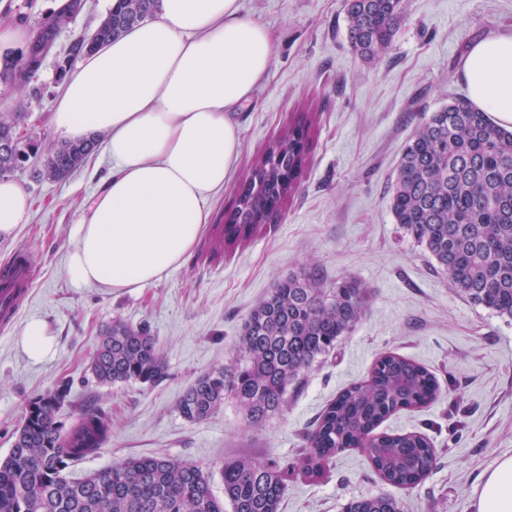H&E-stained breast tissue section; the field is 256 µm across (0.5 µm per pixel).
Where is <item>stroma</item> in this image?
Returning <instances> with one entry per match:
<instances>
[{
    "label": "stroma",
    "mask_w": 512,
    "mask_h": 512,
    "mask_svg": "<svg viewBox=\"0 0 512 512\" xmlns=\"http://www.w3.org/2000/svg\"><path fill=\"white\" fill-rule=\"evenodd\" d=\"M240 4L244 15L270 31L272 58L235 115L243 136L239 161L180 266L130 292L70 287L64 270L72 228L110 159L97 150L62 181L34 177L28 168L14 173L32 212L12 236L0 239V267L23 249L34 256L37 271L17 319L0 328V457L11 448L28 402L65 384L70 393L60 411L63 423H74L86 407L112 418L110 442L75 463L73 478L129 457L165 456L201 466L220 496L225 461L250 459L289 468L280 512H343L348 501L379 494L394 497L399 512H475L487 474L512 457V320L451 288L425 248L395 224L389 196L403 149L425 118L467 97L461 68L471 46L512 29V0H406L390 48L373 64L348 41L343 0ZM110 7V0H85L60 32L36 77L43 97L0 85V101L26 114L18 128L22 136L57 143L51 124L56 62L71 39L92 33ZM301 118L310 125V141L296 190L271 223L225 250L216 227L254 159ZM303 266L318 267L327 285L348 278L369 288L361 321L316 359L299 389L264 424L249 425L230 396L204 421L183 419L177 402L184 390L198 377L230 367L251 310ZM33 318L54 339L51 354L38 363L20 345ZM115 321L149 327L166 364L161 381H95L91 356L103 329ZM389 352L425 365L441 388L434 403L399 411L380 426L429 440L436 456L428 478L412 489L393 486L358 450L337 452L320 477L298 471L325 406L366 379L375 360Z\"/></svg>",
    "instance_id": "stroma-1"
}]
</instances>
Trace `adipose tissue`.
<instances>
[{"instance_id": "obj_1", "label": "adipose tissue", "mask_w": 512, "mask_h": 512, "mask_svg": "<svg viewBox=\"0 0 512 512\" xmlns=\"http://www.w3.org/2000/svg\"><path fill=\"white\" fill-rule=\"evenodd\" d=\"M269 30L239 0H161L156 18L84 57L63 82L52 123L62 138L107 137L112 166L74 226L66 278L122 292L178 267L242 149L233 114L268 71ZM463 77L473 104L512 129V31L472 45ZM30 200L0 178V237ZM476 512H512V458L485 479Z\"/></svg>"}]
</instances>
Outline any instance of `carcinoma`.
<instances>
[{"mask_svg": "<svg viewBox=\"0 0 512 512\" xmlns=\"http://www.w3.org/2000/svg\"><path fill=\"white\" fill-rule=\"evenodd\" d=\"M160 0H116L90 34L72 38L57 61L65 78L99 45L152 18ZM74 0L41 18L24 50L0 58V83L31 85L30 62L53 43L72 19ZM352 49L365 61L387 51L405 0H343ZM24 112H0V176L40 159V176L66 179L98 145L99 137L64 142L43 152L17 134ZM308 124L298 121L255 162L224 224V247H235L267 219L294 190L308 155ZM395 222L423 246L448 275L449 283L472 302L512 319V130L494 123L469 100L455 98L432 112L406 145L390 189ZM370 292L343 279L323 287L317 268H302L280 280L244 320L230 369L193 381L177 409L189 422L205 420L229 394L247 420L258 425L281 410L288 392L307 371L362 319ZM98 383H154L165 362L150 331L121 322L108 326L92 356ZM440 387L424 365L397 354L380 356L368 380L343 389L320 415L308 436L304 474H321L337 452H364L386 482L419 486L430 474L435 449L422 435L377 432L390 415L422 408ZM67 394L58 387L34 400L38 412L24 415L8 454L0 459V512H280L288 468L274 462H224V498L213 492L202 468L169 458L131 457L80 479L71 464L100 452L112 435V420L94 409L69 427L59 420ZM344 512H398L385 495L351 500Z\"/></svg>", "mask_w": 512, "mask_h": 512, "instance_id": "cac0c4a2", "label": "carcinoma"}]
</instances>
